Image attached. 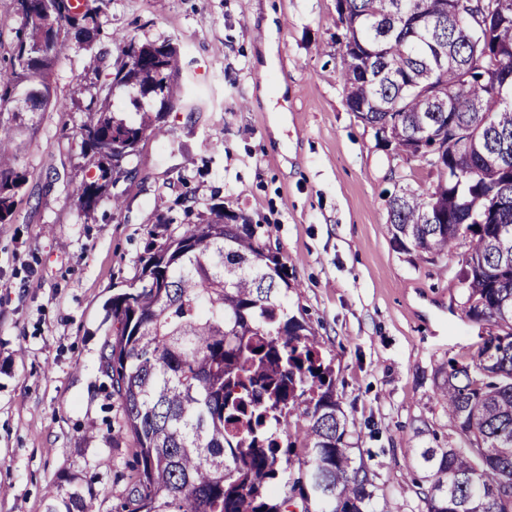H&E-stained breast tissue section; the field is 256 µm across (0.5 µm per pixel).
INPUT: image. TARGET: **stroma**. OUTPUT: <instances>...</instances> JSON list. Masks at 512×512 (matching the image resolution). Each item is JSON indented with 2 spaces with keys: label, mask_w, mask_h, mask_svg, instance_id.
I'll return each instance as SVG.
<instances>
[{
  "label": "stroma",
  "mask_w": 512,
  "mask_h": 512,
  "mask_svg": "<svg viewBox=\"0 0 512 512\" xmlns=\"http://www.w3.org/2000/svg\"><path fill=\"white\" fill-rule=\"evenodd\" d=\"M99 21L96 41L69 39L53 64L52 94L69 110L24 113L17 136L27 180L0 224V512H44L51 485L79 486L94 512H113L135 447L114 429L100 370L108 304L166 220L217 203L261 225L298 283L290 309L332 362L386 512H418L409 451L422 430L443 446L452 437L436 374L490 327L466 315L461 253L420 262L391 240L386 193L433 180L348 111L336 0H106ZM116 33L176 44L183 102L149 103L164 136L126 161L136 175L117 186L120 208L106 195L86 211L78 189L97 171L77 135L88 98L73 91L110 81L123 58Z\"/></svg>",
  "instance_id": "obj_1"
}]
</instances>
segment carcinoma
Instances as JSON below:
<instances>
[{"mask_svg":"<svg viewBox=\"0 0 512 512\" xmlns=\"http://www.w3.org/2000/svg\"><path fill=\"white\" fill-rule=\"evenodd\" d=\"M345 100L370 129H388L397 155L426 154L428 189L386 200L388 231L426 261L460 241L466 314L499 328L470 361L448 362L436 396L456 442L410 449L422 512H512V0H485L478 34L469 0H344ZM21 28L0 69V108L67 103L51 94L55 58L73 35L99 34V8L16 0ZM124 60L98 87L79 127L98 170L78 193L85 210L116 185V165L161 134L112 111L118 86L133 102L180 101L173 43L123 41ZM12 126L0 123V223L26 173ZM148 249L129 287L112 296L113 336L100 365L133 437L136 474L121 512H383L357 431L336 399L335 371L303 320L288 313V269L259 224H226L224 207L182 223ZM305 459L292 471L297 449ZM45 512H92L75 489L50 487Z\"/></svg>","mask_w":512,"mask_h":512,"instance_id":"carcinoma-1","label":"carcinoma"}]
</instances>
